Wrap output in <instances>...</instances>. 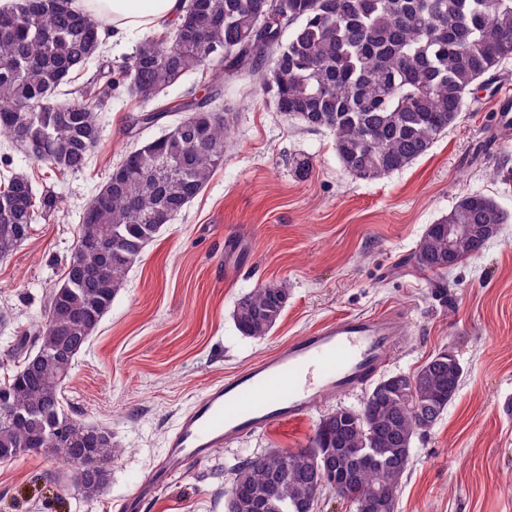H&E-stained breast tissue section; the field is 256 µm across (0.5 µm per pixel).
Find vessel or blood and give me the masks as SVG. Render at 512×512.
<instances>
[{"label":"vessel or blood","mask_w":512,"mask_h":512,"mask_svg":"<svg viewBox=\"0 0 512 512\" xmlns=\"http://www.w3.org/2000/svg\"><path fill=\"white\" fill-rule=\"evenodd\" d=\"M399 335L395 313L343 316L209 386L180 417L161 461L122 504L139 503L212 449L312 412L322 395L362 388L384 366Z\"/></svg>","instance_id":"1"}]
</instances>
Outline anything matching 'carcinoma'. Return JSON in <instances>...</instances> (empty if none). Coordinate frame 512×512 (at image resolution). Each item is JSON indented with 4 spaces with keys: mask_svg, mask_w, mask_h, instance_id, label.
Masks as SVG:
<instances>
[{
    "mask_svg": "<svg viewBox=\"0 0 512 512\" xmlns=\"http://www.w3.org/2000/svg\"><path fill=\"white\" fill-rule=\"evenodd\" d=\"M104 21L74 0H12L0 8V133L42 164L39 179L85 170L101 139L99 110L119 86L141 103L135 124L169 112L192 117L130 151L112 168L83 213L62 283L33 335L6 343L18 365L0 380V401L23 413L0 420V449L11 460L44 437L92 499L112 472L94 479L88 455L116 456L112 434L65 408L63 379L90 341L148 244L224 165L229 120L224 83L258 76L276 111L310 130L333 133L336 158L354 178L375 181L425 156L458 122L480 79L512 56V0H185L180 21L153 29L127 65L99 66V83L63 100L62 88L100 59ZM201 71L207 95L163 108L148 105L187 74ZM0 259L28 239L31 225L58 201L36 178L0 162ZM509 223L480 193L460 197L428 225L411 254L415 267L446 291V275L481 254ZM474 231L448 251V225ZM290 296L288 281L262 284L238 299L237 332L269 334ZM464 368L443 348L412 372L384 374L357 407L322 416L308 444L244 458L224 491V512H305L329 493L352 512H397L414 439L447 412ZM329 465L339 484L322 486Z\"/></svg>",
    "mask_w": 512,
    "mask_h": 512,
    "instance_id": "carcinoma-1",
    "label": "carcinoma"
}]
</instances>
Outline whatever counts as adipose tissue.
<instances>
[{"mask_svg":"<svg viewBox=\"0 0 512 512\" xmlns=\"http://www.w3.org/2000/svg\"><path fill=\"white\" fill-rule=\"evenodd\" d=\"M84 12L101 16L107 27L104 40L124 41L136 29L149 30L174 21L183 9L182 0H81Z\"/></svg>","mask_w":512,"mask_h":512,"instance_id":"obj_1","label":"adipose tissue"}]
</instances>
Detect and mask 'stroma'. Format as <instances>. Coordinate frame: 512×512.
<instances>
[{
    "instance_id": "1",
    "label": "stroma",
    "mask_w": 512,
    "mask_h": 512,
    "mask_svg": "<svg viewBox=\"0 0 512 512\" xmlns=\"http://www.w3.org/2000/svg\"><path fill=\"white\" fill-rule=\"evenodd\" d=\"M501 89L512 91V58L469 95L457 125L427 155L364 182L340 165L329 132L276 112L256 77L225 85L231 133L223 166L146 247L65 385L69 410L114 434L110 484L88 500L78 485L55 480L59 457L0 461V512H120L206 387L333 318L390 310L399 312L402 334L386 371H414L445 347L465 368L447 412L414 442L397 512H512L503 491L512 479V223L450 274L447 295H432L429 275L407 261L461 196L484 194L512 214V126L499 125L493 104ZM138 111L125 88L113 91L89 167L45 183L58 207L0 260V309L11 313L0 336L43 316L83 211L113 165L171 123L166 117L131 135ZM303 158L311 163L305 173ZM282 279L291 288L282 318L264 339L240 336L237 300ZM364 396H325L306 417L212 449L139 512H224V487L240 458L304 447L322 415Z\"/></svg>"
}]
</instances>
